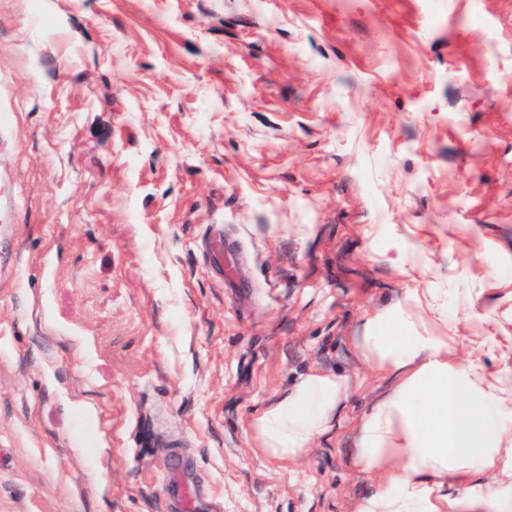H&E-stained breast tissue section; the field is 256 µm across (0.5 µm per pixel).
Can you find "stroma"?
<instances>
[{"label": "stroma", "instance_id": "35a3bbf8", "mask_svg": "<svg viewBox=\"0 0 512 512\" xmlns=\"http://www.w3.org/2000/svg\"><path fill=\"white\" fill-rule=\"evenodd\" d=\"M8 203L0 512H353L366 315L479 288L512 336V0H0ZM312 369L343 420L270 459ZM350 380L343 375L312 370L253 416L255 448L279 461L301 458L314 440L339 425Z\"/></svg>", "mask_w": 512, "mask_h": 512}]
</instances>
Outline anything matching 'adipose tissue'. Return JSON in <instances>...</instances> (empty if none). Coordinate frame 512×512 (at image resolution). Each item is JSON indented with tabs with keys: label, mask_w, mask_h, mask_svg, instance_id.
<instances>
[{
	"label": "adipose tissue",
	"mask_w": 512,
	"mask_h": 512,
	"mask_svg": "<svg viewBox=\"0 0 512 512\" xmlns=\"http://www.w3.org/2000/svg\"><path fill=\"white\" fill-rule=\"evenodd\" d=\"M448 294L409 289L353 340L360 361L389 380L357 427L352 464L374 483L354 512H512V368H488L498 338L466 335L470 318ZM349 387L340 374H305L253 416L255 448L301 458L339 425Z\"/></svg>",
	"instance_id": "1"
}]
</instances>
